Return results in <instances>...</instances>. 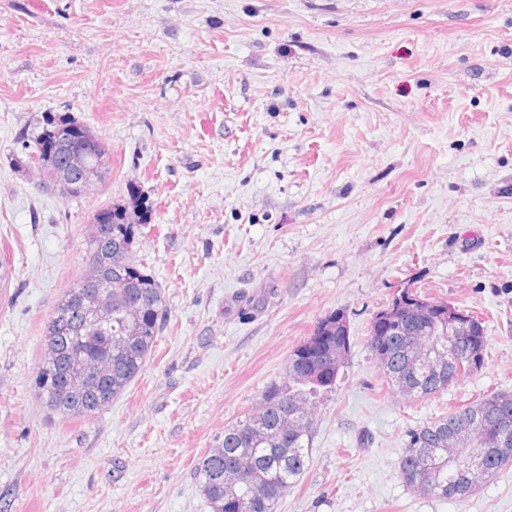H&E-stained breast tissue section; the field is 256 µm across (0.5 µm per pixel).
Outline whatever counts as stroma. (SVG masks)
<instances>
[{"mask_svg": "<svg viewBox=\"0 0 512 512\" xmlns=\"http://www.w3.org/2000/svg\"><path fill=\"white\" fill-rule=\"evenodd\" d=\"M48 113L105 141L96 190L14 167ZM134 191L166 320L121 396L64 418L37 395L47 321ZM0 262V512H210L200 457L338 311L351 349L275 512H512V464L461 501L399 470L409 430L512 393V0H0ZM406 285L487 335L422 401L366 344Z\"/></svg>", "mask_w": 512, "mask_h": 512, "instance_id": "1", "label": "stroma"}]
</instances>
